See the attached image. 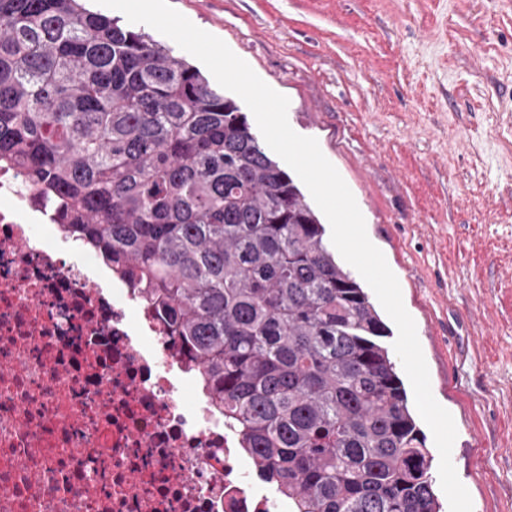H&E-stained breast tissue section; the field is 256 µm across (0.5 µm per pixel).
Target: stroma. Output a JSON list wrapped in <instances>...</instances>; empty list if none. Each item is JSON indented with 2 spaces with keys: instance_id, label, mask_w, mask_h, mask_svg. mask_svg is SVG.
Wrapping results in <instances>:
<instances>
[{
  "instance_id": "obj_1",
  "label": "stroma",
  "mask_w": 512,
  "mask_h": 512,
  "mask_svg": "<svg viewBox=\"0 0 512 512\" xmlns=\"http://www.w3.org/2000/svg\"><path fill=\"white\" fill-rule=\"evenodd\" d=\"M170 3L317 139L398 279L473 512H512V0Z\"/></svg>"
}]
</instances>
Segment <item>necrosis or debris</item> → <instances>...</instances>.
<instances>
[{"instance_id": "necrosis-or-debris-1", "label": "necrosis or debris", "mask_w": 512, "mask_h": 512, "mask_svg": "<svg viewBox=\"0 0 512 512\" xmlns=\"http://www.w3.org/2000/svg\"><path fill=\"white\" fill-rule=\"evenodd\" d=\"M0 172V512H288L156 311Z\"/></svg>"}]
</instances>
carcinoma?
Listing matches in <instances>:
<instances>
[{
	"label": "carcinoma",
	"mask_w": 512,
	"mask_h": 512,
	"mask_svg": "<svg viewBox=\"0 0 512 512\" xmlns=\"http://www.w3.org/2000/svg\"><path fill=\"white\" fill-rule=\"evenodd\" d=\"M0 166L155 307L291 512H442L390 327L197 67L82 0H0Z\"/></svg>",
	"instance_id": "1"
}]
</instances>
